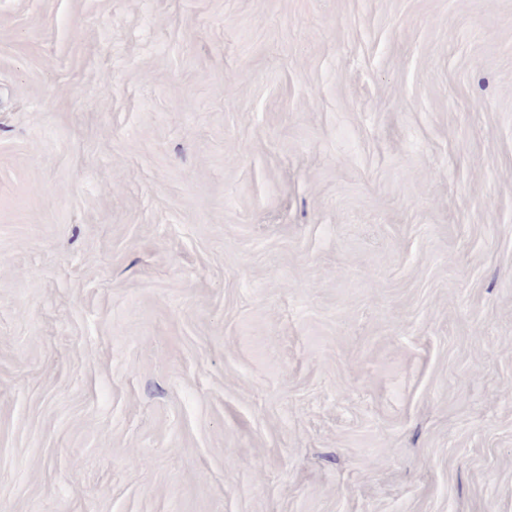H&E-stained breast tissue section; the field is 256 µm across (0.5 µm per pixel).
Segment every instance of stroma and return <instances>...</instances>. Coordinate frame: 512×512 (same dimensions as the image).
I'll return each instance as SVG.
<instances>
[{"label": "stroma", "mask_w": 512, "mask_h": 512, "mask_svg": "<svg viewBox=\"0 0 512 512\" xmlns=\"http://www.w3.org/2000/svg\"><path fill=\"white\" fill-rule=\"evenodd\" d=\"M0 512H512V0H0Z\"/></svg>", "instance_id": "stroma-1"}]
</instances>
